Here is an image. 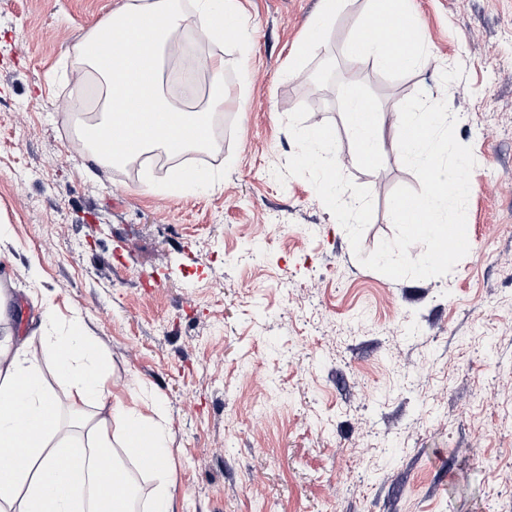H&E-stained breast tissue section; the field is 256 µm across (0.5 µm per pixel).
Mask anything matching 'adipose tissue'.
Returning a JSON list of instances; mask_svg holds the SVG:
<instances>
[{"label":"adipose tissue","instance_id":"adipose-tissue-1","mask_svg":"<svg viewBox=\"0 0 512 512\" xmlns=\"http://www.w3.org/2000/svg\"><path fill=\"white\" fill-rule=\"evenodd\" d=\"M195 29L212 42L226 35L244 37L236 0H122L111 16L98 23L75 46L69 97L82 100L88 87L97 91V109L78 127L93 160L127 165L143 156L168 153L171 140L181 152L207 148L212 117L224 105V62L203 58L211 73L205 103L179 106L163 90L165 52L181 31ZM344 53L357 61L372 56L390 68L406 69L425 59L420 26L404 42L360 33ZM144 102L152 124L128 149L121 126L132 98ZM349 140L359 156L377 155L382 126L379 110H366L364 95L345 99ZM41 341L9 337L0 343V451L13 454L0 468V512H133L130 499L116 497L110 478L133 477L125 457L150 458L157 478L147 512H176L166 470L170 437L163 420L143 415L138 401L109 398L104 364L107 347L79 318L56 328L51 305H44ZM50 364L66 386L56 395L47 386L43 364Z\"/></svg>","mask_w":512,"mask_h":512}]
</instances>
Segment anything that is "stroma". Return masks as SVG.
<instances>
[{
    "mask_svg": "<svg viewBox=\"0 0 512 512\" xmlns=\"http://www.w3.org/2000/svg\"><path fill=\"white\" fill-rule=\"evenodd\" d=\"M237 2L246 40L194 48L224 58V149L184 155L207 180L171 191L166 169L94 163L60 110L74 45L120 0H0V338L45 301L92 323L109 395L162 404L180 512H512V0H410L426 60L406 70L345 57L371 0L297 59L320 0ZM352 90L457 113L476 165L448 275L364 267L311 183L275 178L307 105L371 191L363 253L393 238L391 193L421 184L390 150L363 165Z\"/></svg>",
    "mask_w": 512,
    "mask_h": 512,
    "instance_id": "1",
    "label": "stroma"
}]
</instances>
